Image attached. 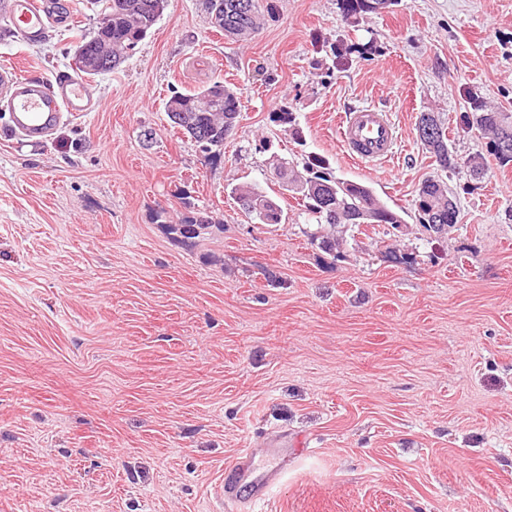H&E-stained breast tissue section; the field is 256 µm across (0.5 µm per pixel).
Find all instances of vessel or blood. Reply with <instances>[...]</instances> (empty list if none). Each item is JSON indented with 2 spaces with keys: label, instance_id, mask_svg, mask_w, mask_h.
Segmentation results:
<instances>
[{
  "label": "vessel or blood",
  "instance_id": "1",
  "mask_svg": "<svg viewBox=\"0 0 512 512\" xmlns=\"http://www.w3.org/2000/svg\"><path fill=\"white\" fill-rule=\"evenodd\" d=\"M54 0H11L10 20L19 39L39 41L57 18ZM0 105L9 114L15 132L27 137L51 133L63 118L79 119L101 111L104 103L95 97L85 80L68 73L50 79L32 80L12 66H0ZM338 138L345 155L366 166L396 160L399 134L388 113L375 106L349 109L341 115ZM277 470H265L251 461L226 467L215 491L219 498L236 502L238 485L250 489L249 499L263 501L277 478Z\"/></svg>",
  "mask_w": 512,
  "mask_h": 512
}]
</instances>
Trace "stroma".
Masks as SVG:
<instances>
[{
  "mask_svg": "<svg viewBox=\"0 0 512 512\" xmlns=\"http://www.w3.org/2000/svg\"><path fill=\"white\" fill-rule=\"evenodd\" d=\"M63 2L68 26L24 45L0 0V65L72 72L99 10ZM258 5L236 42L208 0H168L91 77L105 109L46 138L0 111V512H241L213 488L244 456L283 469L253 512H512V163L461 121L477 100L512 112V0ZM214 81L241 104L217 158L165 112ZM361 105L390 113L397 166L339 149ZM426 112L480 179L440 171ZM272 153L325 158L403 212L402 259L371 246L381 226L333 259L287 191V223H255L232 190L268 189ZM436 174L460 214L431 242L417 199ZM203 214L192 245L170 232Z\"/></svg>",
  "mask_w": 512,
  "mask_h": 512,
  "instance_id": "1",
  "label": "stroma"
}]
</instances>
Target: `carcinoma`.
<instances>
[{
    "label": "carcinoma",
    "instance_id": "cac0c4a2",
    "mask_svg": "<svg viewBox=\"0 0 512 512\" xmlns=\"http://www.w3.org/2000/svg\"><path fill=\"white\" fill-rule=\"evenodd\" d=\"M398 0H344L348 12L378 13L387 8V2ZM167 0H112L108 13L109 25L95 30L91 37H83L76 49L84 52V66L79 72L94 76L112 71L134 51L158 21ZM222 6L224 35L236 41H248L259 30L257 0H209V6ZM170 121L180 127L200 150L213 157L221 155L224 139L235 128L241 108L237 93L229 86L214 82L195 94L173 93L166 104ZM469 130L490 141L492 151L503 163L512 161V154H501L497 141L502 136L512 140V112L489 110L476 103L466 116ZM419 123L431 128L422 145L435 157L442 171L469 168L472 175L482 172L479 154L465 158L448 146L447 127L431 114H423ZM269 169L276 173L277 183L288 185V190L303 197L307 222L316 225L310 241L332 255L342 257L339 248L348 233L366 224H386L392 229L404 223L403 217L382 202L367 185L336 177L324 158L310 155L302 169L285 167L276 155L269 158ZM235 193L244 212L260 224H280L286 220L278 197L255 185L243 183ZM448 184L438 176L424 180L418 192L420 226L436 235L447 234L458 222V205L448 206Z\"/></svg>",
    "mask_w": 512,
    "mask_h": 512
}]
</instances>
